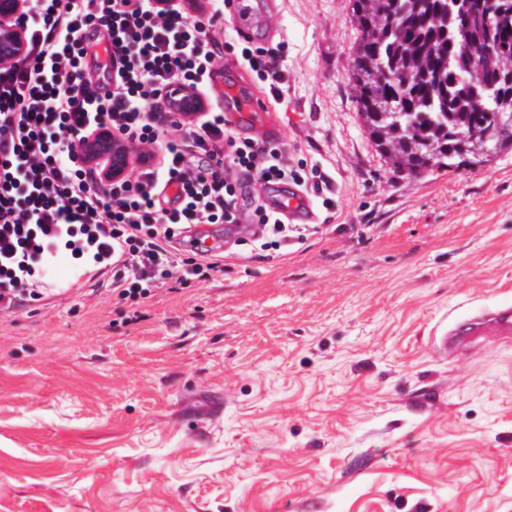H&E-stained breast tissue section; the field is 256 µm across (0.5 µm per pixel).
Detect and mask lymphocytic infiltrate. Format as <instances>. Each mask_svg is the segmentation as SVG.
<instances>
[{"mask_svg":"<svg viewBox=\"0 0 512 512\" xmlns=\"http://www.w3.org/2000/svg\"><path fill=\"white\" fill-rule=\"evenodd\" d=\"M220 5L192 13L174 0H32L16 18L25 48L0 62V312L34 297L24 277L56 240L74 254L120 257L98 287L123 300L151 298L170 282L213 278L224 248L189 228L233 224L238 203L259 184L318 178L289 165L282 145L233 136L220 111L184 119L167 111L165 86H202L224 70L214 36ZM106 33L120 64L97 93L86 35ZM109 129L129 144L128 176L107 177L77 142ZM177 183L176 200L164 190Z\"/></svg>","mask_w":512,"mask_h":512,"instance_id":"obj_1","label":"lymphocytic infiltrate"}]
</instances>
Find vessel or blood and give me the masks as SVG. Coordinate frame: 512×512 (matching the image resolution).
Masks as SVG:
<instances>
[{"mask_svg":"<svg viewBox=\"0 0 512 512\" xmlns=\"http://www.w3.org/2000/svg\"><path fill=\"white\" fill-rule=\"evenodd\" d=\"M281 0H224V20L239 39L264 44L283 38L277 24ZM246 71H239L236 81H224L213 76L203 91L196 92L172 85L166 97L171 111L187 116L219 106L224 112V124L242 130L257 142H279L282 126L274 114V106L261 90L251 88ZM259 202L268 211L281 214L291 224H314L318 215L311 196L300 187L271 184L259 187ZM82 283L69 270L58 269L46 285L49 294L59 296L71 293ZM512 337V306H498L476 316L456 322L452 327L435 331L434 345L443 351L462 352L477 337Z\"/></svg>","mask_w":512,"mask_h":512,"instance_id":"1","label":"vessel or blood"}]
</instances>
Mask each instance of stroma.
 <instances>
[{
	"label": "stroma",
	"instance_id": "1",
	"mask_svg": "<svg viewBox=\"0 0 512 512\" xmlns=\"http://www.w3.org/2000/svg\"><path fill=\"white\" fill-rule=\"evenodd\" d=\"M280 24L318 223L137 306L91 275L0 314V512H512V340L431 341L512 305V152L395 172L346 78L351 0Z\"/></svg>",
	"mask_w": 512,
	"mask_h": 512
}]
</instances>
